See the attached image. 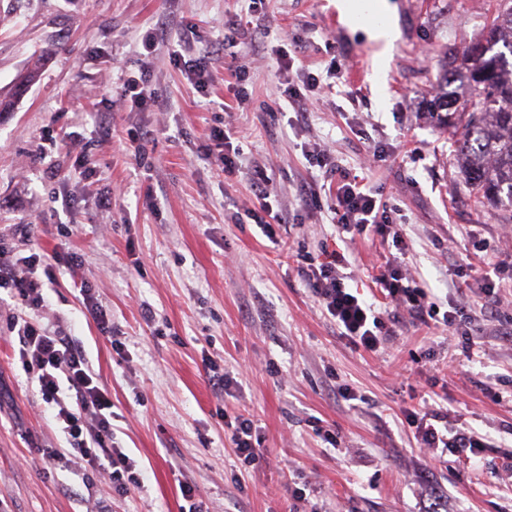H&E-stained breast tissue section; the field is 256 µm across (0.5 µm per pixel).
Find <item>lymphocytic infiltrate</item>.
<instances>
[{"label": "lymphocytic infiltrate", "mask_w": 512, "mask_h": 512, "mask_svg": "<svg viewBox=\"0 0 512 512\" xmlns=\"http://www.w3.org/2000/svg\"><path fill=\"white\" fill-rule=\"evenodd\" d=\"M314 159L324 179L336 184V193L327 207L343 231H373L391 240L398 251L373 276L375 288L411 322L429 324L436 317V304L426 285L404 273L399 256L405 248L403 236L386 206L378 204L371 190L357 178L339 175L336 162L326 151H316ZM40 263L41 257L35 253L0 262V288L14 290L22 305L33 311L45 305L43 283L37 276ZM347 265L343 254L324 248L317 255L305 256L298 274L339 337L374 352L396 330L387 326L374 303L350 288ZM18 332L25 345L20 355L22 366L33 374L43 399L56 406L55 420L67 436L68 455L108 475L119 494L140 488L136 461L113 440L111 396L99 386L81 347L71 337L28 317L22 318ZM406 420L421 446L443 454L478 455L494 448L488 437L474 430L449 426L447 414L434 409L407 411Z\"/></svg>", "instance_id": "lymphocytic-infiltrate-1"}]
</instances>
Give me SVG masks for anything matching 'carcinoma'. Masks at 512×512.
<instances>
[{
    "mask_svg": "<svg viewBox=\"0 0 512 512\" xmlns=\"http://www.w3.org/2000/svg\"><path fill=\"white\" fill-rule=\"evenodd\" d=\"M463 65L462 72L446 66L427 112L448 130L476 197L512 207V0H495L486 34Z\"/></svg>",
    "mask_w": 512,
    "mask_h": 512,
    "instance_id": "cac0c4a2",
    "label": "carcinoma"
}]
</instances>
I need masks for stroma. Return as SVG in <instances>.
<instances>
[{"instance_id":"stroma-1","label":"stroma","mask_w":512,"mask_h":512,"mask_svg":"<svg viewBox=\"0 0 512 512\" xmlns=\"http://www.w3.org/2000/svg\"><path fill=\"white\" fill-rule=\"evenodd\" d=\"M337 2L0 0V99L14 100L0 117V248L79 257L112 337L55 265L38 273V321L84 349L111 393L116 440L143 473L142 488L122 496L80 462L50 459L66 439L19 359L18 300L0 288V512H181L185 484L205 512H422L435 489L447 512H512V342L502 337L512 329V211L477 206L423 110L449 59L480 38L491 0H390V46L350 30ZM243 15L238 78L224 68V36ZM161 26L183 38L184 55L209 52L206 90L168 44L146 51ZM293 43L304 51L280 75L273 53ZM36 64L39 79L15 96ZM310 73L322 86L302 125L282 83ZM139 76L161 107H132L123 84ZM225 127L240 151L232 175L206 150ZM314 142L394 208L409 271L441 311L464 305L479 335L451 343L443 329L406 325L377 353L337 336L297 274L301 254L345 253L368 299L394 247L370 232L345 245L329 210L303 208L298 188L322 178L304 155ZM257 167L288 214L274 228L279 249L253 220H233L252 205ZM20 224L36 225L32 244L17 237ZM464 279L470 289L457 294ZM208 359L234 375L228 392L213 389ZM421 403L447 407L450 423L496 451L468 459L418 447L402 412ZM228 414L258 426L255 465H240ZM301 487L310 493L300 500Z\"/></svg>"}]
</instances>
